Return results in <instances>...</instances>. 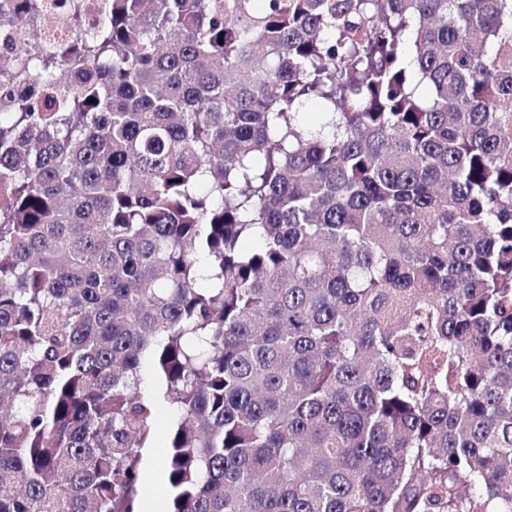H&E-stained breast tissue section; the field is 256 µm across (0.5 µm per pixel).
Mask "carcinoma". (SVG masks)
<instances>
[{"label": "carcinoma", "mask_w": 512, "mask_h": 512, "mask_svg": "<svg viewBox=\"0 0 512 512\" xmlns=\"http://www.w3.org/2000/svg\"><path fill=\"white\" fill-rule=\"evenodd\" d=\"M106 9L0 78V512L161 406L164 512H512V0Z\"/></svg>", "instance_id": "obj_1"}]
</instances>
